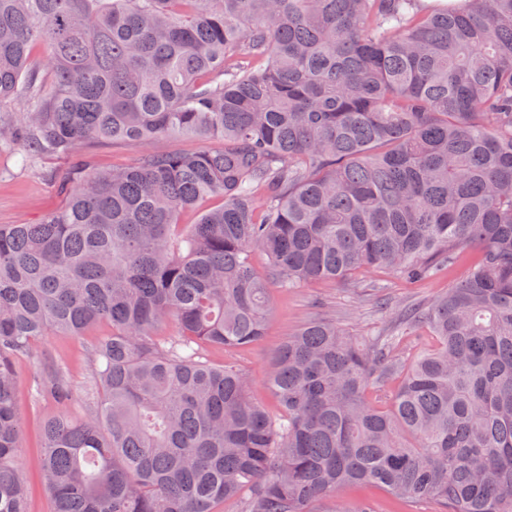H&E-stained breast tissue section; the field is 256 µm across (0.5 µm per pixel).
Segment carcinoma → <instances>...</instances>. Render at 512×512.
Returning a JSON list of instances; mask_svg holds the SVG:
<instances>
[{
	"mask_svg": "<svg viewBox=\"0 0 512 512\" xmlns=\"http://www.w3.org/2000/svg\"><path fill=\"white\" fill-rule=\"evenodd\" d=\"M21 95L0 141L29 158L146 149L0 225V512H29L14 361L70 403L41 340L99 323L84 415L42 427L54 512H310L357 487L512 512V0H0V104ZM457 267L384 335L306 321L268 363L273 410L203 359L264 336L273 284ZM222 146L218 140L194 137H164L156 140L152 148L162 152H191L201 148L217 149Z\"/></svg>",
	"mask_w": 512,
	"mask_h": 512,
	"instance_id": "1",
	"label": "carcinoma"
}]
</instances>
